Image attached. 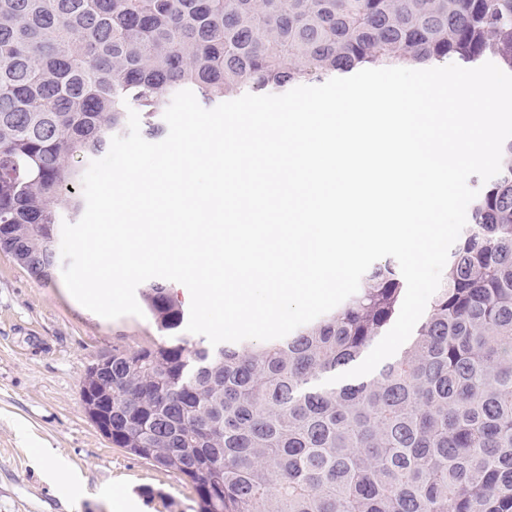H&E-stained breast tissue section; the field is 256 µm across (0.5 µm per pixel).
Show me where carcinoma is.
Masks as SVG:
<instances>
[{
    "mask_svg": "<svg viewBox=\"0 0 512 512\" xmlns=\"http://www.w3.org/2000/svg\"><path fill=\"white\" fill-rule=\"evenodd\" d=\"M448 57L512 72V0H0V251L53 280L80 161L129 107L155 136L183 89L213 106ZM470 211L407 346L344 384L318 380L397 319L391 263L282 339L217 346L149 283L160 336L103 377L112 444L188 479L201 512H512V139Z\"/></svg>",
    "mask_w": 512,
    "mask_h": 512,
    "instance_id": "cac0c4a2",
    "label": "carcinoma"
}]
</instances>
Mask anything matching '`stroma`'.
<instances>
[{
  "instance_id": "stroma-1",
  "label": "stroma",
  "mask_w": 512,
  "mask_h": 512,
  "mask_svg": "<svg viewBox=\"0 0 512 512\" xmlns=\"http://www.w3.org/2000/svg\"><path fill=\"white\" fill-rule=\"evenodd\" d=\"M150 318H102L62 276L42 282L0 251V512H197L191 484L112 445L85 412L89 366L114 347L136 348Z\"/></svg>"
}]
</instances>
